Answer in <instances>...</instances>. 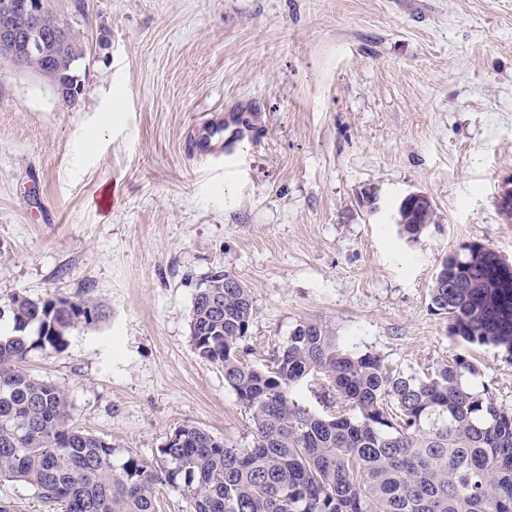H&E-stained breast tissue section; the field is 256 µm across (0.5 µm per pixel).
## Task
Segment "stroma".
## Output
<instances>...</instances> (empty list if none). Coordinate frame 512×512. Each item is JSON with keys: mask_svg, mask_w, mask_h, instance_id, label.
<instances>
[{"mask_svg": "<svg viewBox=\"0 0 512 512\" xmlns=\"http://www.w3.org/2000/svg\"><path fill=\"white\" fill-rule=\"evenodd\" d=\"M88 3L75 106L0 59V307L107 311L24 362L65 388L74 426L148 460L186 424L250 445L190 342L219 265L252 292L256 366L316 319L406 374L466 356L467 387L512 408V354L450 337L429 297L462 243L512 260V0ZM211 116L237 139L221 164ZM412 193L436 211L415 242L394 224Z\"/></svg>", "mask_w": 512, "mask_h": 512, "instance_id": "stroma-1", "label": "stroma"}]
</instances>
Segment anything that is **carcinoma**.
<instances>
[{"label": "carcinoma", "mask_w": 512, "mask_h": 512, "mask_svg": "<svg viewBox=\"0 0 512 512\" xmlns=\"http://www.w3.org/2000/svg\"><path fill=\"white\" fill-rule=\"evenodd\" d=\"M49 55L27 68L72 106L83 92L85 58L69 17L47 10ZM0 27L24 31L30 18L0 9ZM68 33L64 45L54 30ZM427 198L402 199L395 224L415 241L435 224ZM431 305L449 333L467 344L512 352V263L481 242L461 244L442 260ZM251 289L217 267L194 297L190 340L224 370L248 411L252 443L226 444L194 425L174 430L155 461L71 424L63 386L21 363L33 350L61 352L79 325L106 317L92 300L64 295L12 297L9 335L0 334V477L32 486L61 512H157L156 488L177 486L188 512H512V410L462 383L464 356L418 377L388 367L377 354H352L318 320L297 324L271 364L247 360ZM320 384L332 412L296 403L306 382Z\"/></svg>", "instance_id": "cac0c4a2"}]
</instances>
